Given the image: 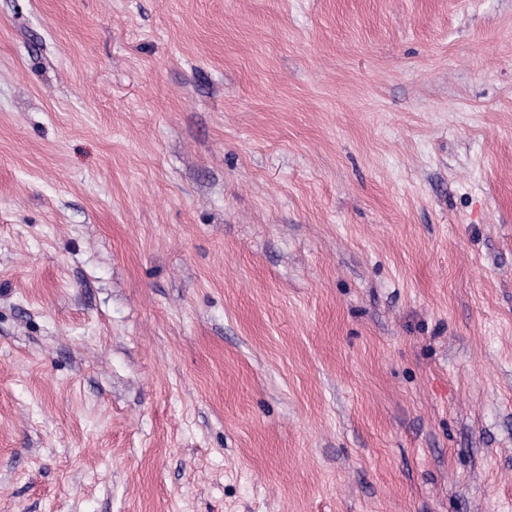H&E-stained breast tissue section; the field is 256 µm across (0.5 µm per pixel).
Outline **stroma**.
I'll list each match as a JSON object with an SVG mask.
<instances>
[{
    "instance_id": "1",
    "label": "stroma",
    "mask_w": 512,
    "mask_h": 512,
    "mask_svg": "<svg viewBox=\"0 0 512 512\" xmlns=\"http://www.w3.org/2000/svg\"><path fill=\"white\" fill-rule=\"evenodd\" d=\"M0 512H512V0H0Z\"/></svg>"
}]
</instances>
